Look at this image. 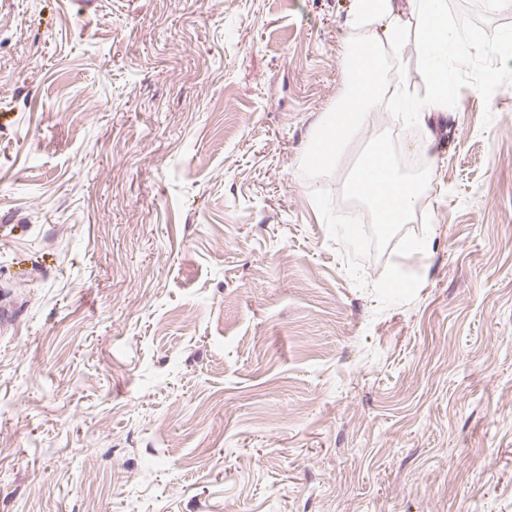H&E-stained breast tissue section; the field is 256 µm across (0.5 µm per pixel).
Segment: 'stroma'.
<instances>
[{
    "label": "stroma",
    "instance_id": "stroma-1",
    "mask_svg": "<svg viewBox=\"0 0 512 512\" xmlns=\"http://www.w3.org/2000/svg\"><path fill=\"white\" fill-rule=\"evenodd\" d=\"M353 6L0 0V512H512V84L306 179ZM384 131L362 289L311 191Z\"/></svg>",
    "mask_w": 512,
    "mask_h": 512
}]
</instances>
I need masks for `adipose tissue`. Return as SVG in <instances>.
I'll return each instance as SVG.
<instances>
[{"label":"adipose tissue","instance_id":"obj_1","mask_svg":"<svg viewBox=\"0 0 512 512\" xmlns=\"http://www.w3.org/2000/svg\"><path fill=\"white\" fill-rule=\"evenodd\" d=\"M374 17L383 29L385 43L400 46L407 28H415L425 40H439L448 35V13L445 0H355L345 27L352 28L367 17Z\"/></svg>","mask_w":512,"mask_h":512}]
</instances>
